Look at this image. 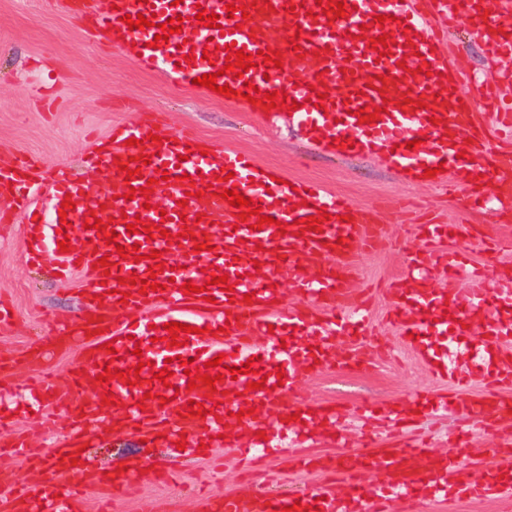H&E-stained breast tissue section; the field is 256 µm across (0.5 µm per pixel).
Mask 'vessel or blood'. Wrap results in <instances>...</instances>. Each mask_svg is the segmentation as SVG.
<instances>
[{
  "label": "vessel or blood",
  "mask_w": 512,
  "mask_h": 512,
  "mask_svg": "<svg viewBox=\"0 0 512 512\" xmlns=\"http://www.w3.org/2000/svg\"><path fill=\"white\" fill-rule=\"evenodd\" d=\"M243 2L84 0L83 18L109 33L113 46L142 68L161 72L177 84L188 86L197 77L216 74L218 85L236 90L234 102L241 106L250 84L263 93L287 94L297 103L292 120L322 150L380 152L412 177L433 169L437 183L464 180L478 201L496 186L512 183V108L497 109L490 123L461 100V75L430 23L437 10H446L449 21L479 26L491 55L511 56L512 0H345V13L336 20L317 0H269L250 8L239 24L230 19L227 6ZM483 5L488 8L484 14L479 11ZM201 8L218 15V27L199 24ZM127 14L154 18L156 24L129 29L123 21ZM379 15L385 16L384 25L375 24ZM171 18L181 19V31L153 47L160 24ZM386 33L393 46L382 57L367 42ZM228 44L248 54L281 51L282 65L260 63L238 78L222 73ZM408 97L420 101V108L405 105ZM380 106L385 109L381 115L376 112ZM361 110L375 115V122L362 123L357 116ZM132 137L137 140L133 146L128 143ZM194 140L190 133H172L158 113L114 126L102 150L87 160L103 189L79 180L64 165L54 166L47 220L35 203L38 183L0 166V191H8L12 205L11 211L0 210V224L10 223L12 210L28 212V257L50 258L53 272L65 279L79 271L85 274L84 309L56 317L44 338L26 350L42 369L32 387L36 398L55 388L53 359L80 350L82 364L72 384L83 398L58 397L59 409L78 433L46 454L21 437L9 443L10 453L25 456L27 479L10 494L7 512H77V502L89 489L108 500L121 495L141 477L138 460H130L127 471L120 473L67 458L88 442L106 439L110 429L162 444L178 458L197 454L199 445H214L223 432V419L236 412L242 415L241 430L265 432L266 455L278 454L275 437L292 432L290 459L306 470L327 473L328 479L299 494H228L221 512H279L297 502L318 512H384L396 498L417 506L448 496L511 499L512 479L505 477L504 467L474 463L464 450L452 457L428 452L425 439L416 434L353 454L305 455L304 444L317 432L337 431L338 415L325 405L295 411L280 393L318 366L344 363L333 338L354 335L367 319L363 308L345 304L348 260L354 250L376 248L382 240L380 228L367 210L317 183H277L250 155L232 150L203 154ZM410 141L415 144L411 150L406 147ZM139 155L149 156V164L142 166L139 177L127 178L124 165ZM160 171L168 173V180H156ZM146 185L162 199L161 208L145 209L140 193L126 199L130 188ZM228 186L251 199L260 215L242 220L239 208L221 197ZM67 197L75 204L68 212L61 207ZM321 212L331 219L320 230H299L298 220ZM262 215L273 217V224L259 226ZM91 216L116 231L114 243H106L103 232L84 228ZM135 218L162 225L163 234L128 233L126 225ZM187 224L194 238L182 236ZM451 230V225L432 221L420 225L422 245L392 288L398 299L392 320L407 335L410 348L438 377L450 379L453 389L418 397L413 404H394L391 416L410 421L415 405L447 412L462 432L478 427L511 439L512 351L501 343L512 337V291L496 287L499 272L467 265L460 253L439 251L438 242ZM64 234L72 244L67 254L58 249ZM198 243L204 246L199 253L194 250ZM120 246L138 248L141 261L121 258L116 252ZM154 249L161 251V258H151ZM102 256L109 258L110 267L98 266ZM154 266L159 269L155 276L150 273ZM436 268L463 275L466 288H431L429 275ZM222 274L229 277L230 291L211 282L212 276ZM133 275L155 277L159 290L117 295L120 278ZM188 281L197 285V292L183 291ZM286 284L302 296L301 305H286ZM170 322L193 328L180 334L176 346L165 339L164 326ZM265 335L269 344L258 348L255 337ZM431 336L444 337L446 349L430 351ZM491 353L496 356L492 388L467 395L466 381L449 367V358L476 366ZM216 356L222 359L216 368L221 381L189 388L184 360L201 368ZM250 358L254 373L230 378L231 368L241 369ZM109 364L118 368L119 377L99 381ZM135 365L142 368V382L132 386L122 373ZM163 368L171 373L169 386L152 388L151 379ZM260 376L266 379L263 388L251 389ZM108 393L114 395V405L103 404ZM191 400L204 405L205 417L185 414ZM295 412L300 415L296 422L291 419ZM182 437L187 446L181 451L176 442Z\"/></svg>",
  "instance_id": "obj_1"
}]
</instances>
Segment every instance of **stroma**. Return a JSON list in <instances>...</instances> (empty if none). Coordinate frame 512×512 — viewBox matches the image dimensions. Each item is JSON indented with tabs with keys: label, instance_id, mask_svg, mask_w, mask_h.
I'll use <instances>...</instances> for the list:
<instances>
[{
	"label": "stroma",
	"instance_id": "1",
	"mask_svg": "<svg viewBox=\"0 0 512 512\" xmlns=\"http://www.w3.org/2000/svg\"><path fill=\"white\" fill-rule=\"evenodd\" d=\"M445 38L449 61L469 76L461 94L480 105L484 82L512 69V58L488 56L481 31L473 24L446 30ZM143 112L166 113L171 130L191 128L207 149L242 150L285 179L320 183L367 208L381 225V245L370 252L354 251L350 260L355 286L363 290L371 307L370 321L361 335L337 337L336 345L353 355L384 350L387 359L369 367L352 363L321 367L282 395L293 405L339 409L340 435L319 437L315 453L362 450L363 403L376 404L383 412L416 393L447 389V382L431 375L425 360L411 351L389 321L397 303L389 288L421 243L416 216L430 213L446 223L467 226L468 236L451 241L450 249L474 262L507 268L512 266V249L487 250L484 237L493 231L512 238V212H501L491 198L484 208L471 209L465 186L448 190L413 181L378 154L327 155L307 141L287 113L246 111L202 91L174 86L102 40L69 0H0L1 165L32 160L47 168L61 162L77 178L89 180L86 159L96 142L107 137L114 124L133 121ZM27 222L25 214H16L0 236V293L18 310L14 326L0 329L1 356L26 350L47 313L81 307L83 274L60 282L52 276L50 264L28 262ZM416 421L429 435L433 450L456 452L458 425L453 417L424 412ZM248 445L244 439L236 446L213 448V455L224 463L218 472L204 458L184 461L183 480L176 488L140 480L127 488L114 512H199L197 491L203 483L217 498L247 491L238 453ZM86 454L100 468L116 467L131 458L147 467L166 459L164 449L142 448L134 438L120 435L87 448Z\"/></svg>",
	"mask_w": 512,
	"mask_h": 512
}]
</instances>
